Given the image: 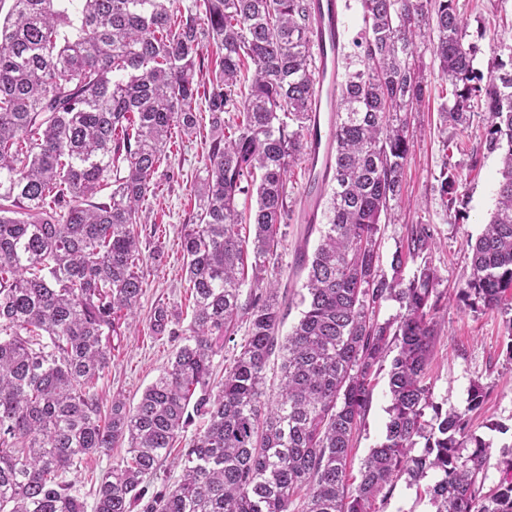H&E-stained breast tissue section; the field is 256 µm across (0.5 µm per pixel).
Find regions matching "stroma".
<instances>
[{
    "label": "stroma",
    "instance_id": "1",
    "mask_svg": "<svg viewBox=\"0 0 512 512\" xmlns=\"http://www.w3.org/2000/svg\"><path fill=\"white\" fill-rule=\"evenodd\" d=\"M465 22V40L477 44L480 68L501 60L500 41L512 38V31L499 26V17H512V0H458ZM427 76L426 103L410 115L413 132L409 154L402 172V194L391 201L389 221L381 227L379 265L389 270L394 252L405 244L412 225H427L433 234L428 260L435 268L440 291L449 295L446 324L437 339L429 379L436 400L462 409L467 405L473 382L489 389L482 409L473 416L476 435L491 446L486 468V487L496 486L502 476V448H512V359L506 347L512 339L506 330L507 316L500 310L473 311L455 297L471 274L466 243L478 237L494 208L499 181L498 153L488 152L485 132L488 115L475 110L466 128H442L439 112L450 97V89L438 71L430 51H423ZM207 132H200L171 149L173 179L164 181L157 197L148 204V221L160 225V245H147L145 285L140 308L121 347L99 385L100 406L109 410L113 396L136 405L144 390L167 366L174 346L168 339L153 336L148 329L151 310L159 304L175 314L179 330H186L192 318L193 300L183 269L180 236L197 211L192 187L205 168ZM451 166L460 192L457 212L445 213L436 191L442 166ZM300 219L288 222L283 247L268 269L270 280L289 292L301 290L304 273L294 269L297 249H314L318 236L304 231ZM388 375L380 373L373 396L352 450V469H359L371 448L381 444L389 419ZM112 466L107 455L85 458L66 478L86 504H93L102 476Z\"/></svg>",
    "mask_w": 512,
    "mask_h": 512
}]
</instances>
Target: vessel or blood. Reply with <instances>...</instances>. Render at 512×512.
I'll return each instance as SVG.
<instances>
[{
  "label": "vessel or blood",
  "mask_w": 512,
  "mask_h": 512,
  "mask_svg": "<svg viewBox=\"0 0 512 512\" xmlns=\"http://www.w3.org/2000/svg\"><path fill=\"white\" fill-rule=\"evenodd\" d=\"M346 28L342 20L339 0H316L312 45L318 57L317 109L331 112L335 109L336 88L339 78V50L343 45ZM333 143L331 126L318 128L311 135V174L320 178L327 165Z\"/></svg>",
  "instance_id": "1"
}]
</instances>
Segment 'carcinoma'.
Masks as SVG:
<instances>
[{
  "label": "carcinoma",
  "instance_id": "obj_1",
  "mask_svg": "<svg viewBox=\"0 0 512 512\" xmlns=\"http://www.w3.org/2000/svg\"><path fill=\"white\" fill-rule=\"evenodd\" d=\"M355 2L363 26L344 55L317 202L326 223L313 253H296L306 281L294 300L265 275L291 212L288 172L317 126L314 0H192L185 10L180 0H12L0 21V512H87L65 473L124 442L92 512H375L396 480L430 473L432 512H512V453L483 491L490 445L471 414L486 388L473 384L463 410L432 399L443 294L427 262L402 276L428 249L429 229L411 232L390 275L377 254L382 219L401 193L407 115L425 100L418 39L428 28L451 87L443 122L463 124L484 103L486 148L502 155L495 209L467 242L471 274L457 298L492 310L512 292V71L474 67L456 0ZM204 40L222 56L200 85ZM353 58L364 68L351 69ZM198 96L212 137L181 241L193 320L182 336L173 315L154 308L150 332L176 341L169 365L135 407L114 396L103 414L99 382L144 290L143 206L160 189L174 136L198 126ZM104 184L107 200L93 202ZM252 187L248 214L240 195ZM438 194L446 211L456 208L446 163ZM247 273L255 288L244 297ZM389 299L401 312L381 321ZM294 304L300 318L282 339ZM240 320L248 329L237 345ZM231 348L218 381L214 359ZM386 362L384 440L354 476L352 439ZM197 418L206 427L180 456L181 483L155 487Z\"/></svg>",
  "mask_w": 512,
  "mask_h": 512
}]
</instances>
